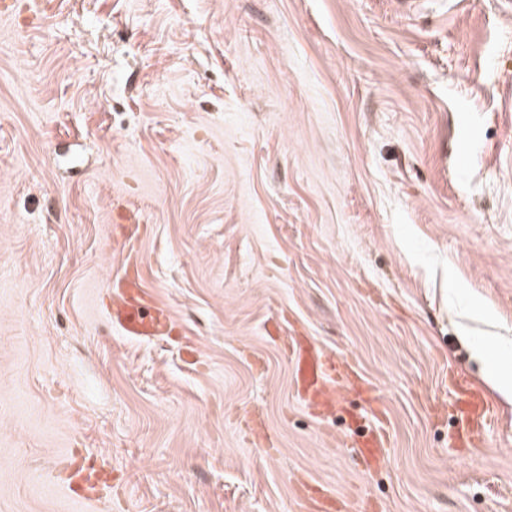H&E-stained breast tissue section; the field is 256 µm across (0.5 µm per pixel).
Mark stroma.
<instances>
[{
  "instance_id": "35a3bbf8",
  "label": "stroma",
  "mask_w": 512,
  "mask_h": 512,
  "mask_svg": "<svg viewBox=\"0 0 512 512\" xmlns=\"http://www.w3.org/2000/svg\"><path fill=\"white\" fill-rule=\"evenodd\" d=\"M44 4L0 15V512H512V10ZM121 207L173 338L103 314ZM295 330L376 388L381 468L298 399ZM450 370L490 447H449ZM108 476L101 469L85 466H76L71 473V488L78 485L83 491L82 500H91L105 485H108Z\"/></svg>"
}]
</instances>
